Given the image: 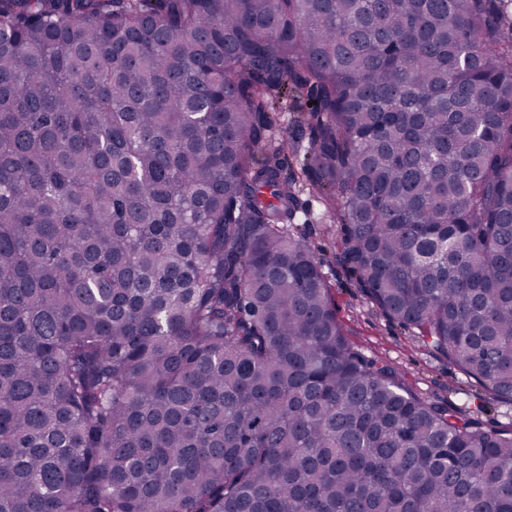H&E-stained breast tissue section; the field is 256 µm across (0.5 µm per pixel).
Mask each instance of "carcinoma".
<instances>
[{
  "label": "carcinoma",
  "instance_id": "1",
  "mask_svg": "<svg viewBox=\"0 0 512 512\" xmlns=\"http://www.w3.org/2000/svg\"><path fill=\"white\" fill-rule=\"evenodd\" d=\"M500 13L0 0V512H512V427L352 345L295 224L313 174L369 302L512 402ZM292 99L293 96L288 97L287 102H282L283 112H281L280 120L277 125L266 132V138L276 145L282 143L288 145L289 153H286L288 162L298 172L303 163H309L305 153L314 138V130L303 123L302 114L295 108V102ZM293 147L297 148V157L292 154Z\"/></svg>",
  "mask_w": 512,
  "mask_h": 512
}]
</instances>
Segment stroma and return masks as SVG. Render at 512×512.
Listing matches in <instances>:
<instances>
[{"label": "stroma", "mask_w": 512, "mask_h": 512, "mask_svg": "<svg viewBox=\"0 0 512 512\" xmlns=\"http://www.w3.org/2000/svg\"><path fill=\"white\" fill-rule=\"evenodd\" d=\"M266 137L295 149V156L289 157L288 162L297 169L306 161L305 152L314 131L304 124L290 100L284 102L277 125L267 131ZM296 222L299 234L323 260L336 315L354 346L366 356L394 366L405 386L421 400L455 408L490 426L512 427V402L494 398L441 354L425 348L408 329L372 307L356 277L336 260L338 228L317 187H301Z\"/></svg>", "instance_id": "obj_1"}]
</instances>
